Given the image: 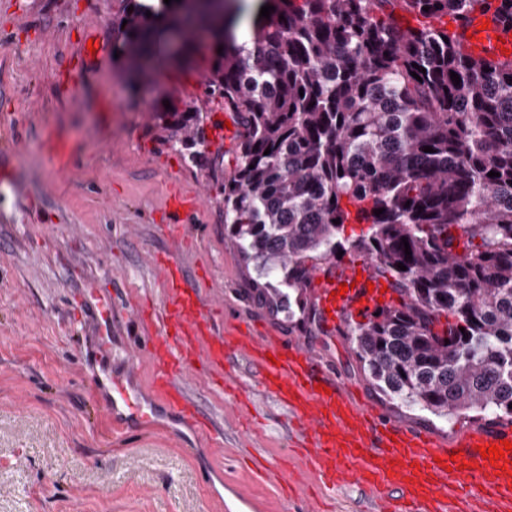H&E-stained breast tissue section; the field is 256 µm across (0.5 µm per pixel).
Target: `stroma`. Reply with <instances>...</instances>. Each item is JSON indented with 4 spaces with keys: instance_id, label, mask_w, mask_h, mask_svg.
<instances>
[{
    "instance_id": "stroma-1",
    "label": "stroma",
    "mask_w": 512,
    "mask_h": 512,
    "mask_svg": "<svg viewBox=\"0 0 512 512\" xmlns=\"http://www.w3.org/2000/svg\"><path fill=\"white\" fill-rule=\"evenodd\" d=\"M123 8V0H0V161L13 171L0 181V512H313L305 461L295 463L289 498L240 462L248 452L275 461L290 447L286 410L254 390L247 366L239 381L263 416L255 430L240 426L232 395L201 357L183 383L222 435L195 434L164 415L123 436L96 411L74 315L111 300L112 334L135 345L136 384L151 395L152 363L138 344L157 329L126 308L142 298L162 303L151 257L170 246L183 253L215 331L230 316L276 325L368 408L407 429L452 441L494 423L490 412L447 420L390 402L371 386L345 327L331 336L301 329L258 299L256 271L224 233L221 188L237 163L234 147L207 140V164L193 166L154 117L175 100L208 121L228 119L223 100L207 94L215 47L193 38L187 68L154 63L133 77L111 54L112 18ZM90 31L104 56L83 65ZM54 130L75 150L65 173L40 147ZM174 182L202 197L176 238L161 220Z\"/></svg>"
}]
</instances>
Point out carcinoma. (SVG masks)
I'll return each mask as SVG.
<instances>
[{"mask_svg": "<svg viewBox=\"0 0 512 512\" xmlns=\"http://www.w3.org/2000/svg\"><path fill=\"white\" fill-rule=\"evenodd\" d=\"M125 2L112 53L136 71L170 57L176 32L210 29L223 47L208 95L242 127L224 228L258 277L288 287V321L315 322L323 263L368 260L400 296L348 328L371 383L441 418L512 423V60L473 59L457 34L395 14L461 29L492 10L512 27V0H262L274 11L248 48L223 37L244 0L230 19L226 0ZM170 105L157 118L193 162L201 113ZM351 223L368 231L346 237Z\"/></svg>", "mask_w": 512, "mask_h": 512, "instance_id": "carcinoma-1", "label": "carcinoma"}]
</instances>
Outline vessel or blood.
<instances>
[{"mask_svg":"<svg viewBox=\"0 0 512 512\" xmlns=\"http://www.w3.org/2000/svg\"><path fill=\"white\" fill-rule=\"evenodd\" d=\"M460 39L466 55L498 56L512 52V36L494 12H473ZM57 170H67L73 147L63 134L43 142ZM200 195L173 194L168 212L173 222H191ZM154 265L163 274L165 302L152 307L140 302L131 307L137 319L154 317L161 325L149 351L153 389L159 401L197 428L212 432L210 418L201 414L181 383L197 354L209 366L224 370V389L231 392L243 411V424L255 426L250 399L243 395L235 374V359L249 361L258 390L284 407L294 422V450L304 454L315 475L317 490L332 499L337 489L360 486L369 491L375 512H512V465L483 459L480 447L512 442V428L488 426L469 431L448 446L443 439L424 431H411L385 422L353 394L337 383L332 373L305 346L288 342L273 325L261 333L243 327L241 321L214 333L212 317L204 303L184 288L186 265L179 249L157 252ZM312 301L320 325L335 328L350 320L362 322L382 309L385 285L368 263L325 265L314 272ZM348 284L338 295L340 284ZM88 319L95 334L86 341L87 358H95L112 331V306L99 302ZM133 363L125 359L119 370L100 368L93 375L95 395L114 431L151 423L145 398L132 384ZM254 471L263 480L276 481L282 494L292 491L288 459L268 462L254 459Z\"/></svg>","mask_w":512,"mask_h":512,"instance_id":"1","label":"vessel or blood"}]
</instances>
